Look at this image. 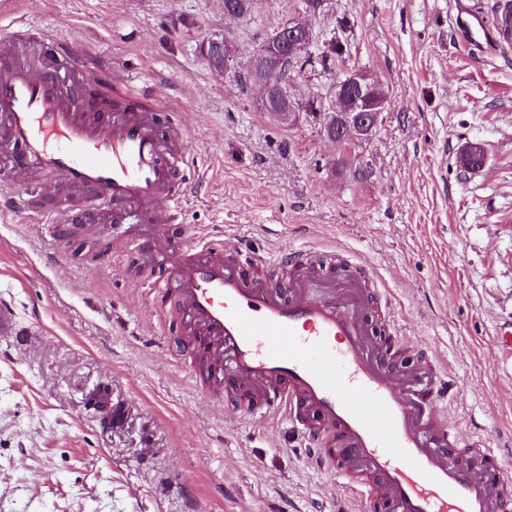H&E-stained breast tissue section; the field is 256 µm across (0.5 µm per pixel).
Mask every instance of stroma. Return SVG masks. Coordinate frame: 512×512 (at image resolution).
<instances>
[{
  "instance_id": "1",
  "label": "stroma",
  "mask_w": 512,
  "mask_h": 512,
  "mask_svg": "<svg viewBox=\"0 0 512 512\" xmlns=\"http://www.w3.org/2000/svg\"><path fill=\"white\" fill-rule=\"evenodd\" d=\"M453 7L252 0L231 23L222 0H0V36L23 16L78 40L107 82H161L191 176L169 236L264 259L341 250L376 287V335L403 339L404 364L446 371L460 447L483 440L512 474V347L495 336L512 319V52L467 51ZM291 19L314 31L309 53L335 35L344 52L291 71L282 120L201 49L228 39L241 69ZM354 71L382 84L385 109L369 139L339 145L323 116ZM470 145L485 162L467 171ZM97 207L96 223L52 232L0 219V512H359L286 421L255 420L230 387L200 394L181 325L160 324L146 284L171 252L104 248L111 206ZM102 384L124 425L103 429L90 405Z\"/></svg>"
}]
</instances>
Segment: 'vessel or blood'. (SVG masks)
I'll use <instances>...</instances> for the list:
<instances>
[{
    "instance_id": "1",
    "label": "vessel or blood",
    "mask_w": 512,
    "mask_h": 512,
    "mask_svg": "<svg viewBox=\"0 0 512 512\" xmlns=\"http://www.w3.org/2000/svg\"><path fill=\"white\" fill-rule=\"evenodd\" d=\"M451 26L463 45L496 53L512 44V0H464ZM58 40L29 27L0 43V142L12 149L0 173V215L27 222L77 224L93 199L112 202V238L124 225L176 220L188 189L187 145L176 121H163L160 96L130 80L101 86L112 105L77 96L67 75L96 84ZM57 181L69 208L38 207L31 187ZM168 276L151 280L161 303L200 335L186 345L201 355V389L225 383L253 392L255 414L283 416L309 445L320 469L338 465L360 512H512V480L500 456L473 447L478 462L460 464L456 435L440 412L446 376L422 384L376 342L373 293L335 252L273 258L289 267L286 287L250 274L255 256L239 247L187 248L170 242Z\"/></svg>"
}]
</instances>
